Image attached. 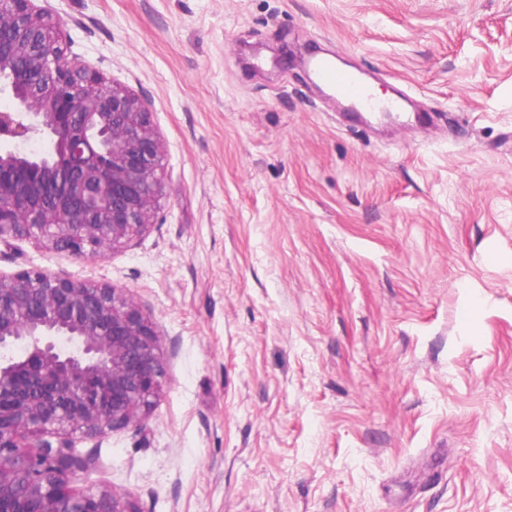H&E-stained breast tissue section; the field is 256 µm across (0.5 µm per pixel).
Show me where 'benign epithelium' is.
<instances>
[{
  "label": "benign epithelium",
  "mask_w": 512,
  "mask_h": 512,
  "mask_svg": "<svg viewBox=\"0 0 512 512\" xmlns=\"http://www.w3.org/2000/svg\"><path fill=\"white\" fill-rule=\"evenodd\" d=\"M37 0H0V241L95 258L154 223L163 144L144 101L70 57ZM40 137L49 147L21 145ZM158 333L107 283L32 267L0 278V512H139L76 490L79 439L138 424L162 387Z\"/></svg>",
  "instance_id": "7a95c632"
}]
</instances>
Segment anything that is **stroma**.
Here are the masks:
<instances>
[{
	"label": "stroma",
	"instance_id": "35a3bbf8",
	"mask_svg": "<svg viewBox=\"0 0 512 512\" xmlns=\"http://www.w3.org/2000/svg\"><path fill=\"white\" fill-rule=\"evenodd\" d=\"M143 99L153 225L90 260L165 378L83 439L77 489L139 512H512V0H39ZM329 53L431 124L367 133L298 59Z\"/></svg>",
	"mask_w": 512,
	"mask_h": 512
}]
</instances>
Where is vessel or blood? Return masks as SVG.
<instances>
[{
    "label": "vessel or blood",
    "mask_w": 512,
    "mask_h": 512,
    "mask_svg": "<svg viewBox=\"0 0 512 512\" xmlns=\"http://www.w3.org/2000/svg\"><path fill=\"white\" fill-rule=\"evenodd\" d=\"M311 66L318 80L331 87L338 101L360 112L383 114L404 109L402 98H393L389 103H377L371 94L369 83L356 71L338 67L327 57H312Z\"/></svg>",
    "instance_id": "b4317fda"
}]
</instances>
